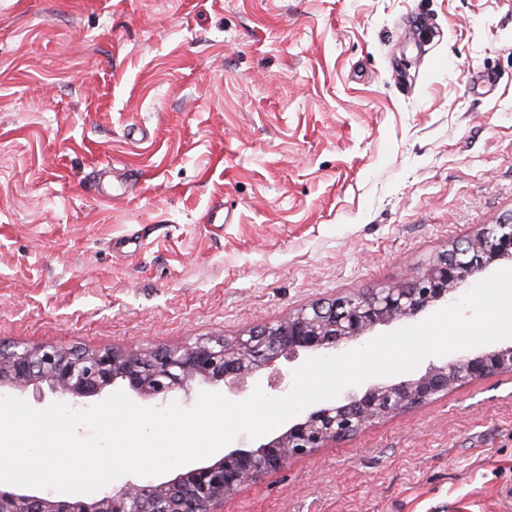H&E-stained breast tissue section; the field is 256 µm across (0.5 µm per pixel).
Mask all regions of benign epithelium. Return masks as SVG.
I'll list each match as a JSON object with an SVG mask.
<instances>
[{"instance_id":"obj_1","label":"benign epithelium","mask_w":512,"mask_h":512,"mask_svg":"<svg viewBox=\"0 0 512 512\" xmlns=\"http://www.w3.org/2000/svg\"><path fill=\"white\" fill-rule=\"evenodd\" d=\"M505 260L512 261V225L496 224L453 245L409 284L339 296L232 341L129 352L0 347V387L25 390L45 384L54 393L91 397L121 382L139 396L165 400L176 389L188 393V384L196 379L222 382L225 391L244 394L268 369L267 384L278 388L284 381L276 369L278 360L335 350L379 324L415 317L449 297L469 276ZM502 372H512V344L433 365L416 378L371 384L361 393L317 402L300 418L285 423L284 431L272 440L252 449H227L221 458L155 486L127 483L92 500L0 490V512H150V503L160 497L166 503L164 512H218L217 507L242 486L294 458L424 405L456 384L476 383Z\"/></svg>"}]
</instances>
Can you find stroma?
<instances>
[{"label":"stroma","instance_id":"stroma-1","mask_svg":"<svg viewBox=\"0 0 512 512\" xmlns=\"http://www.w3.org/2000/svg\"><path fill=\"white\" fill-rule=\"evenodd\" d=\"M505 222L512 0H0L2 344L231 339ZM221 512H512V373Z\"/></svg>","mask_w":512,"mask_h":512}]
</instances>
